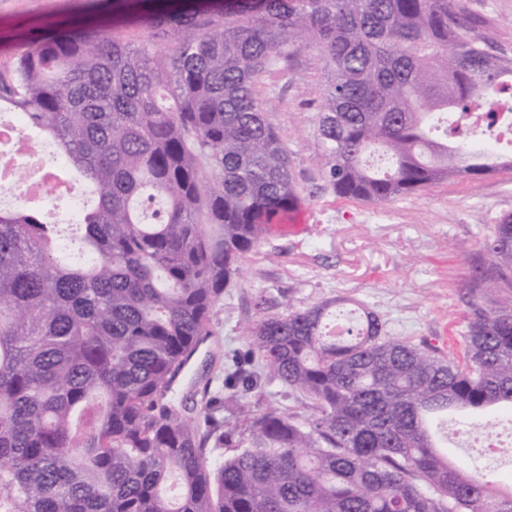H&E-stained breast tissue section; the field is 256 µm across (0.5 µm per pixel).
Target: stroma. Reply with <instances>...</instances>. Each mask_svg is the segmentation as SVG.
I'll use <instances>...</instances> for the list:
<instances>
[{"label": "stroma", "instance_id": "35a3bbf8", "mask_svg": "<svg viewBox=\"0 0 512 512\" xmlns=\"http://www.w3.org/2000/svg\"><path fill=\"white\" fill-rule=\"evenodd\" d=\"M108 0H0V51L21 53L45 29H65ZM479 19L490 52L512 58V0H464ZM321 66L301 48L284 71L267 76L268 119L282 137L302 197L305 230L268 235L224 290L212 319L213 336L188 367L177 393L202 386L218 391L225 371L247 354L245 324L286 313L289 306L332 302L329 327L347 324L364 306L398 338L428 343L462 360L461 333L473 306L472 265L497 218L512 213V173L433 185L382 204L337 198L322 179L316 145ZM449 449L492 479H512V455H481L467 428L449 420Z\"/></svg>", "mask_w": 512, "mask_h": 512}]
</instances>
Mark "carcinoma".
I'll list each match as a JSON object with an SVG mask.
<instances>
[{
	"label": "carcinoma",
	"mask_w": 512,
	"mask_h": 512,
	"mask_svg": "<svg viewBox=\"0 0 512 512\" xmlns=\"http://www.w3.org/2000/svg\"><path fill=\"white\" fill-rule=\"evenodd\" d=\"M112 33L79 24L0 62V159L38 179L28 131L90 193L77 251L29 199L0 208V512H512V485L441 449L450 412L512 410V309L475 308L465 364L330 303L248 323L263 375L312 419L173 387L267 226L301 204L257 86L298 46L321 61L317 139L336 196L386 203L512 172L472 137L512 144V58L463 0H118ZM131 28L148 36L134 41ZM472 282L512 289V214ZM241 366L224 389L253 392ZM235 453L224 456L222 449Z\"/></svg>",
	"instance_id": "1"
}]
</instances>
